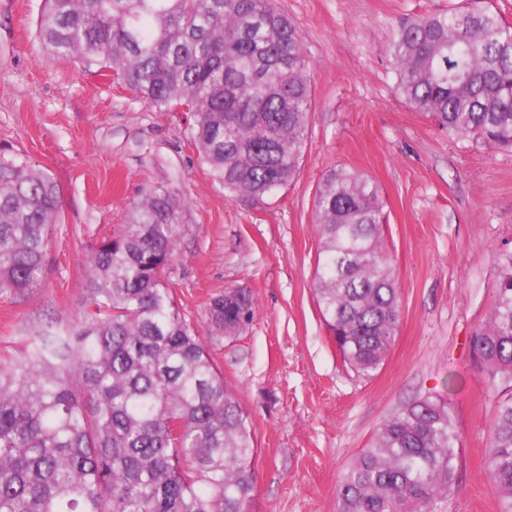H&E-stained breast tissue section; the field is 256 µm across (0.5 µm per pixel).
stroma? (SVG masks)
I'll use <instances>...</instances> for the list:
<instances>
[{"label": "stroma", "mask_w": 512, "mask_h": 512, "mask_svg": "<svg viewBox=\"0 0 512 512\" xmlns=\"http://www.w3.org/2000/svg\"><path fill=\"white\" fill-rule=\"evenodd\" d=\"M275 4L299 31L313 108L296 176L255 204L213 179L190 113L150 107L112 73L46 52L42 0H0V149L48 172L60 191L45 287L24 297L0 290V360L30 348L39 326L80 319L87 244L124 223L143 190L162 186L186 228L167 269L179 311L204 332L214 297H253L243 330L207 342L257 448L250 512H336L352 460L429 393L448 398L461 433V485L448 512H498L486 456L506 385L489 377L470 338L512 252V150L450 136L415 111L390 50L408 21L468 0ZM339 167L378 188L400 295L395 342L369 378L343 363L315 294V194Z\"/></svg>", "instance_id": "35a3bbf8"}]
</instances>
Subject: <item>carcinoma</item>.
Segmentation results:
<instances>
[{"label": "carcinoma", "instance_id": "cac0c4a2", "mask_svg": "<svg viewBox=\"0 0 512 512\" xmlns=\"http://www.w3.org/2000/svg\"><path fill=\"white\" fill-rule=\"evenodd\" d=\"M38 39L53 55L109 70L147 104L183 106L213 178L261 200L298 170L311 117L301 38L274 0H44ZM401 94L455 137L512 148V25L488 9L423 16L391 42ZM316 294L343 362L366 376L394 341L399 294L370 180L329 171L315 200ZM59 191L0 154V289L45 284ZM182 208L148 188L127 222L86 248L89 305L0 362V512H248L256 488L246 417L166 269ZM253 315L243 290L209 305L210 335ZM512 384V254L488 319L470 339ZM486 468L512 512V396L498 402ZM448 399L427 395L386 420L336 487V512H448L460 486Z\"/></svg>", "mask_w": 512, "mask_h": 512}]
</instances>
